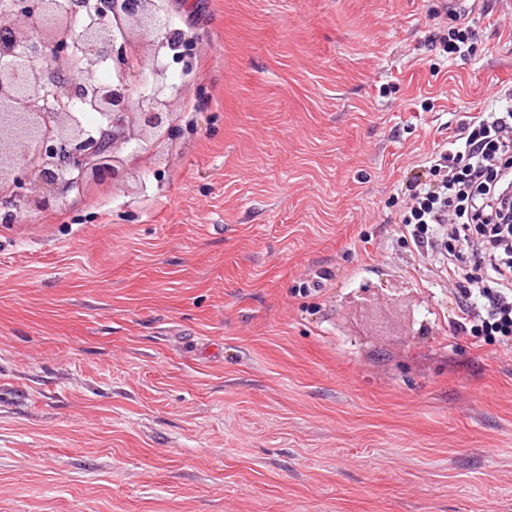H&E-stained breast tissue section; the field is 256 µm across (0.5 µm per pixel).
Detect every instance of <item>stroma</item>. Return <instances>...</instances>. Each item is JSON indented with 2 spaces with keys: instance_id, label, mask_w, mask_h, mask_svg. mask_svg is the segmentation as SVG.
<instances>
[{
  "instance_id": "stroma-1",
  "label": "stroma",
  "mask_w": 512,
  "mask_h": 512,
  "mask_svg": "<svg viewBox=\"0 0 512 512\" xmlns=\"http://www.w3.org/2000/svg\"><path fill=\"white\" fill-rule=\"evenodd\" d=\"M164 6L172 136L0 223V512H512V344L397 224L512 0L457 59L441 0Z\"/></svg>"
}]
</instances>
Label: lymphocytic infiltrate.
<instances>
[{"label": "lymphocytic infiltrate", "mask_w": 512, "mask_h": 512, "mask_svg": "<svg viewBox=\"0 0 512 512\" xmlns=\"http://www.w3.org/2000/svg\"><path fill=\"white\" fill-rule=\"evenodd\" d=\"M408 188L399 222L419 247L443 238L457 285L456 326L512 339V107L468 116L452 148L432 152Z\"/></svg>", "instance_id": "1"}]
</instances>
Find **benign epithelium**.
I'll list each match as a JSON object with an SVG mask.
<instances>
[{"label":"benign epithelium","instance_id":"benign-epithelium-1","mask_svg":"<svg viewBox=\"0 0 512 512\" xmlns=\"http://www.w3.org/2000/svg\"><path fill=\"white\" fill-rule=\"evenodd\" d=\"M97 22L75 29V2L10 0L0 24V201L48 205L90 175L122 172L117 153L141 132L166 128L171 104L138 95L128 82L125 41L136 23L156 48L174 45L158 0H98ZM112 61L117 78L102 82L94 66ZM102 117L88 133L73 109Z\"/></svg>","mask_w":512,"mask_h":512}]
</instances>
